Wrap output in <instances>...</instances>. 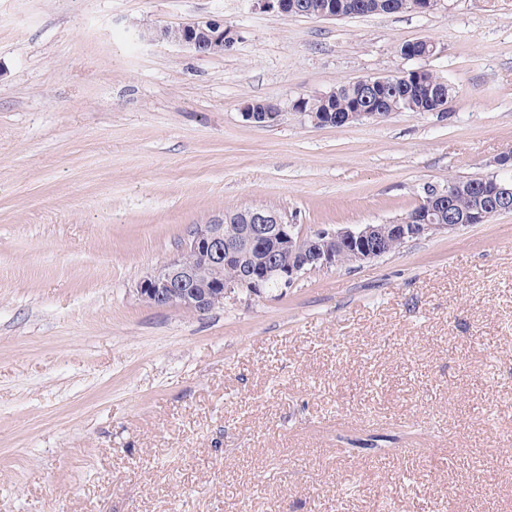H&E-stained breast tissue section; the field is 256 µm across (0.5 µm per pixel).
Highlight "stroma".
<instances>
[{
  "label": "stroma",
  "instance_id": "stroma-1",
  "mask_svg": "<svg viewBox=\"0 0 512 512\" xmlns=\"http://www.w3.org/2000/svg\"><path fill=\"white\" fill-rule=\"evenodd\" d=\"M199 19L233 47L137 37ZM420 39L447 118L293 109ZM510 150L512 0H0V512H512V213L202 313L137 292L224 213L386 224ZM434 0H296L299 6L296 17L336 19V5L342 10V18L370 14H393L403 12L426 13L433 7ZM332 4L329 12L325 9ZM394 3L391 5V3ZM414 2V6H413ZM414 9V11H413ZM280 106L272 110L264 105H247L242 117L246 122L259 126H272L276 124L281 116Z\"/></svg>",
  "mask_w": 512,
  "mask_h": 512
}]
</instances>
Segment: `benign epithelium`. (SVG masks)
<instances>
[{
  "instance_id": "obj_1",
  "label": "benign epithelium",
  "mask_w": 512,
  "mask_h": 512,
  "mask_svg": "<svg viewBox=\"0 0 512 512\" xmlns=\"http://www.w3.org/2000/svg\"><path fill=\"white\" fill-rule=\"evenodd\" d=\"M255 2L264 10L282 15L296 7L295 0ZM139 37L150 42L181 46L199 55L222 54L236 41L232 26L214 19L182 25L181 35L174 40L169 37L166 26L143 29L139 31ZM359 84L365 90L364 103L354 106L350 112H329L320 116L312 113L308 120L318 127L340 128L382 118L381 113L374 111L372 102L388 87V78L369 77L359 80ZM280 116L281 112L258 104L248 105L242 112L245 121L259 126H272ZM482 195L488 202L486 209L464 216L451 210L446 195H432L423 210L411 218L403 216L393 221L388 228L395 237L412 239L442 231L451 232L470 224H482L492 216L512 212L511 182L494 178L485 184ZM244 217L245 238L255 251L263 254L259 266L246 269L240 280L231 283L202 279V273L219 274L224 266L240 260L237 244L224 237V218L217 217L189 231L183 249L193 252L196 263H185L180 254L171 257L140 282L138 293L141 299L160 308L204 312L239 292L260 296L269 282L289 287L310 268H332L336 266L338 249L346 251L358 265L372 262L385 253L381 224L341 228L320 226L309 231L284 214L268 211L263 206L247 209ZM280 247H286L295 254V260L286 266L277 258L276 249Z\"/></svg>"
}]
</instances>
